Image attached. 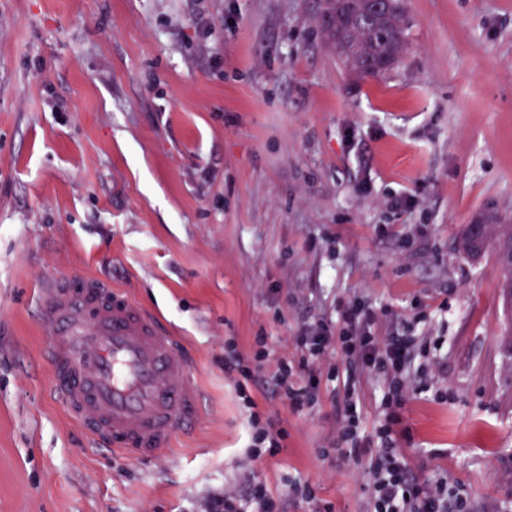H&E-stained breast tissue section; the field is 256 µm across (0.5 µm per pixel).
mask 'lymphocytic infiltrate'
<instances>
[{
	"label": "lymphocytic infiltrate",
	"instance_id": "1",
	"mask_svg": "<svg viewBox=\"0 0 512 512\" xmlns=\"http://www.w3.org/2000/svg\"><path fill=\"white\" fill-rule=\"evenodd\" d=\"M376 314L365 305L354 302L345 310L339 328L321 323L305 330L300 342L311 359L319 357L332 343H340L346 358L344 388L346 401L340 421L339 438L357 437L360 424L359 398L355 383L363 374L382 376L388 394L402 399L408 388V369L412 361L415 339L394 332L378 334L372 327ZM400 420L390 417L382 431L370 465V512H448L449 497L442 489L419 486L409 474L393 446L392 436Z\"/></svg>",
	"mask_w": 512,
	"mask_h": 512
}]
</instances>
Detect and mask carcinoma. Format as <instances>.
<instances>
[{
	"label": "carcinoma",
	"instance_id": "1",
	"mask_svg": "<svg viewBox=\"0 0 512 512\" xmlns=\"http://www.w3.org/2000/svg\"><path fill=\"white\" fill-rule=\"evenodd\" d=\"M321 17L328 18L323 25L328 44L347 72L358 78H383L399 65L407 49L404 25V0H387L378 12L377 23L367 28L350 24V18L365 9L363 0H322ZM479 229L484 249H493L497 260L506 271L502 293L512 290V226L488 224L484 221L466 226L460 250L471 254L468 244Z\"/></svg>",
	"mask_w": 512,
	"mask_h": 512
}]
</instances>
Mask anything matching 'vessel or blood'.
I'll list each match as a JSON object with an SVG mask.
<instances>
[{
    "mask_svg": "<svg viewBox=\"0 0 512 512\" xmlns=\"http://www.w3.org/2000/svg\"><path fill=\"white\" fill-rule=\"evenodd\" d=\"M52 333L44 356L55 391L90 436L135 460L165 455L200 393L195 367L161 322L120 289L86 277L38 293Z\"/></svg>",
    "mask_w": 512,
    "mask_h": 512,
    "instance_id": "vessel-or-blood-1",
    "label": "vessel or blood"
}]
</instances>
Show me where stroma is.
<instances>
[{
    "label": "stroma",
    "instance_id": "stroma-1",
    "mask_svg": "<svg viewBox=\"0 0 512 512\" xmlns=\"http://www.w3.org/2000/svg\"><path fill=\"white\" fill-rule=\"evenodd\" d=\"M320 0H0V512H367L336 451L344 356L301 408L297 337L349 303L415 336L393 437L465 512H512V313L466 225L512 224V0H405L408 49L349 75ZM155 312L202 403L162 459L95 442L57 400L36 290L82 277ZM234 350L253 376L224 369ZM361 436L385 423L360 383ZM283 430L251 454L252 418Z\"/></svg>",
    "mask_w": 512,
    "mask_h": 512
}]
</instances>
